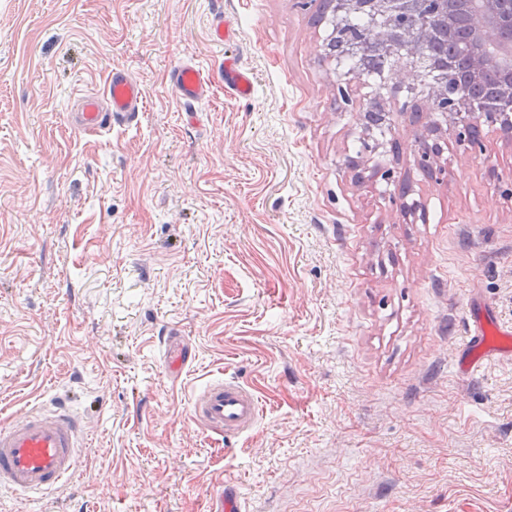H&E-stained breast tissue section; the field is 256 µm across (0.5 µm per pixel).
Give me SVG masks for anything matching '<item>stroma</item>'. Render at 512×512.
<instances>
[{"label": "stroma", "mask_w": 512, "mask_h": 512, "mask_svg": "<svg viewBox=\"0 0 512 512\" xmlns=\"http://www.w3.org/2000/svg\"><path fill=\"white\" fill-rule=\"evenodd\" d=\"M333 25L317 0H0V424L64 399L85 430L74 479L0 512H209L223 485L243 512H512V360L456 368L470 300L512 325V141H449L437 179L422 127L370 152L369 101L432 80L351 75ZM115 67L142 112L75 131ZM215 379L260 404L230 447L192 415ZM224 86L235 96L246 98L253 93L251 72L235 61H224ZM172 91L186 112L196 111L206 99L210 84L192 62H184L175 67L169 76Z\"/></svg>", "instance_id": "35a3bbf8"}]
</instances>
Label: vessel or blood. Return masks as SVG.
Returning a JSON list of instances; mask_svg holds the SVG:
<instances>
[{
  "label": "vessel or blood",
  "mask_w": 512,
  "mask_h": 512,
  "mask_svg": "<svg viewBox=\"0 0 512 512\" xmlns=\"http://www.w3.org/2000/svg\"><path fill=\"white\" fill-rule=\"evenodd\" d=\"M172 91L185 111H195L210 92V84L194 63L184 62L169 76ZM224 86L235 96H251V72L234 61L224 63ZM141 84L126 70L112 69L102 94L79 99L72 115L75 129L93 133L136 120L144 107ZM468 335L458 367L474 373L498 358H512V325L469 315ZM197 424L230 440L250 430L258 420L259 401L253 390L236 381L214 380L193 402ZM83 422L65 403L54 409L28 411L0 426V487L23 493L54 490L76 474L83 448Z\"/></svg>",
  "instance_id": "obj_1"
}]
</instances>
